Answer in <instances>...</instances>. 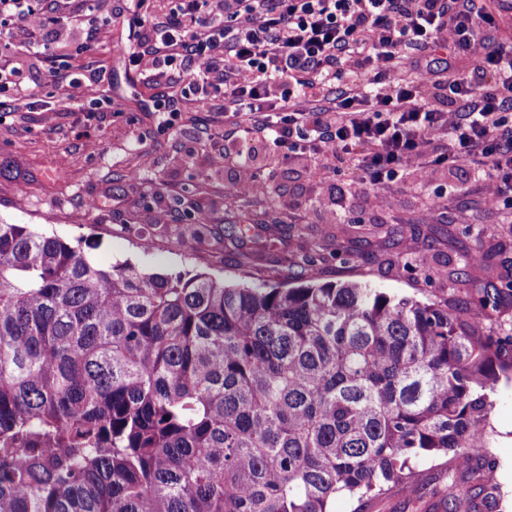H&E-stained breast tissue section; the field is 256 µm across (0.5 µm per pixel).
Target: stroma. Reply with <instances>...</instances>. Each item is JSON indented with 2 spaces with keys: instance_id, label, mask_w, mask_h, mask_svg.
Instances as JSON below:
<instances>
[{
  "instance_id": "obj_1",
  "label": "stroma",
  "mask_w": 512,
  "mask_h": 512,
  "mask_svg": "<svg viewBox=\"0 0 512 512\" xmlns=\"http://www.w3.org/2000/svg\"><path fill=\"white\" fill-rule=\"evenodd\" d=\"M114 0H42L62 22L33 30L52 43L55 67L113 72L111 110L77 111L46 64L25 47L10 54L37 97H12L0 112V223L28 224L84 249L103 267L194 275L247 285L368 282L427 301L458 299L460 287L512 284V209L456 168L429 181L404 179L372 191L347 169L330 174L276 164L260 150L258 177L270 195L234 192L224 159L223 113L187 99L172 127L144 111L151 86L131 80ZM337 209L336 221L324 213ZM183 235L176 250L169 242ZM490 269L473 266L475 252ZM488 454L499 495L490 512H512V380L492 397Z\"/></svg>"
}]
</instances>
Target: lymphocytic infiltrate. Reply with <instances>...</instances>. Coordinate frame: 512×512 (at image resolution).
I'll return each mask as SVG.
<instances>
[{"instance_id":"f902f5d3","label":"lymphocytic infiltrate","mask_w":512,"mask_h":512,"mask_svg":"<svg viewBox=\"0 0 512 512\" xmlns=\"http://www.w3.org/2000/svg\"><path fill=\"white\" fill-rule=\"evenodd\" d=\"M123 2L130 69L160 86L148 111L168 127L187 92L222 95L242 133L237 189L266 191L254 169L264 144L285 163L345 164L373 188L473 167L512 207V44L493 37L490 0H172L162 17L153 0ZM51 22L34 0H0V49ZM460 57L469 70L443 79ZM54 79L84 111L112 72ZM333 86L332 107L314 106Z\"/></svg>"}]
</instances>
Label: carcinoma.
<instances>
[{"label":"carcinoma","mask_w":512,"mask_h":512,"mask_svg":"<svg viewBox=\"0 0 512 512\" xmlns=\"http://www.w3.org/2000/svg\"><path fill=\"white\" fill-rule=\"evenodd\" d=\"M477 294L105 270L0 224V512H365L424 480L486 512L512 332L479 331L506 292Z\"/></svg>","instance_id":"cac0c4a2"}]
</instances>
